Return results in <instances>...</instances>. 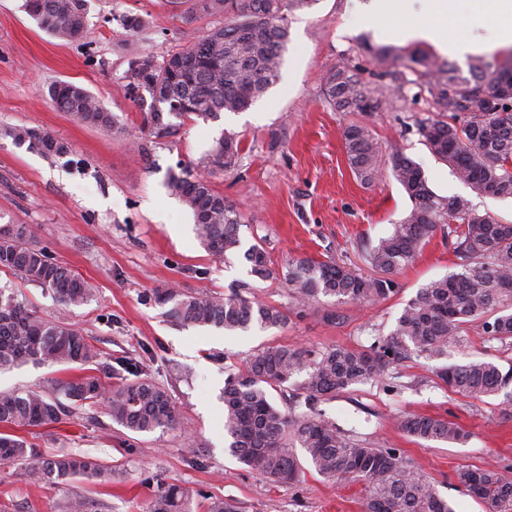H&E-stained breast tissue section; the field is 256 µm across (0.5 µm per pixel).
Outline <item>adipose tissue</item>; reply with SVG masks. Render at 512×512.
Masks as SVG:
<instances>
[{"label": "adipose tissue", "instance_id": "ef3b65f1", "mask_svg": "<svg viewBox=\"0 0 512 512\" xmlns=\"http://www.w3.org/2000/svg\"><path fill=\"white\" fill-rule=\"evenodd\" d=\"M465 8L485 15L493 24L483 40L484 48L512 45V0H423L421 11L414 14L406 0H372L365 22L376 29L392 24L401 42L433 41L440 50L450 49L461 57L471 45L466 38L453 35L449 23Z\"/></svg>", "mask_w": 512, "mask_h": 512}]
</instances>
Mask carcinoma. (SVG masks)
Wrapping results in <instances>:
<instances>
[{
    "mask_svg": "<svg viewBox=\"0 0 512 512\" xmlns=\"http://www.w3.org/2000/svg\"><path fill=\"white\" fill-rule=\"evenodd\" d=\"M84 0H25L27 13L51 36L72 40L84 33L77 20ZM319 0H193L184 12L187 25L200 17L224 15V25L190 37L171 53L184 67L171 69L140 53L139 73H126V91L142 88L152 98L144 125L166 134L173 120L218 121L222 113L248 110L280 77L289 41L287 12L310 8ZM377 77L388 76L401 86L415 87L430 96L437 115L419 120L418 132L430 153L450 167L455 177L481 197L512 198V99L498 88L512 83V57H475L467 72L457 65L421 54L407 56L390 47L365 48ZM403 70L397 71L395 67ZM325 100L341 112H375L391 101L385 86L362 80L343 62L323 76ZM58 108L80 123L113 129L117 118L83 87L59 82L49 88ZM16 143H29L47 155L68 147L45 132L18 127L6 130ZM349 168L364 183L381 173L379 146L372 130L353 123L343 132ZM241 139L226 132L206 158L203 172L187 168L169 172L171 194L190 209L197 238L210 254L228 257L241 247L240 227L245 218L237 207L216 192L210 176L231 171L243 152ZM391 171L412 202V209L392 231L367 251L368 262L385 276L364 277L335 262L302 257L280 273L272 267L261 243L243 257L251 276L283 281L288 307L256 298L250 285L240 284L231 294L184 293L166 289L153 294L167 307L166 315L186 325L215 326L227 332L279 329L290 314L322 297L338 303L374 305L399 292L390 274L412 263L426 242L442 232L462 271L424 285L410 300L386 335L368 345H328L299 349L270 344L257 349L240 366L228 369L222 396L224 436L233 457L248 469L276 482L295 479L302 462L324 476L361 482V512H454L420 468L398 448H376L349 436L324 418L318 404L357 385L377 382L410 355L439 359L448 343L474 328L501 342L512 341V224L479 213L459 195L441 196L430 187L422 167L404 153L392 155ZM24 226L0 230V271L58 296L66 307L88 301L92 289L69 267L51 260L32 242ZM32 362L43 365L101 364L100 353L74 325L60 317H44L0 288V369ZM135 380L109 389L93 376H77L56 383V392L78 404H97L108 396L106 414L128 431H163L176 424L168 392L142 373ZM436 377L453 392L479 399L512 387L508 366L473 360L443 365ZM291 387L288 408L281 410L271 392ZM68 410L59 398L41 391L0 393V465L18 466L35 483L64 484L76 477L100 479L112 474L88 455L58 453L36 459L37 450L14 434L17 428L47 426ZM396 424L410 437L433 442L464 444L465 429L452 420L420 414H402ZM457 481L486 512H512V476L492 468L462 469ZM147 512H193L192 494L168 484L154 495Z\"/></svg>",
    "mask_w": 512,
    "mask_h": 512,
    "instance_id": "cac0c4a2",
    "label": "carcinoma"
}]
</instances>
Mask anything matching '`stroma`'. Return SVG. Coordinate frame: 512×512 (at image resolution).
<instances>
[{
  "label": "stroma",
  "mask_w": 512,
  "mask_h": 512,
  "mask_svg": "<svg viewBox=\"0 0 512 512\" xmlns=\"http://www.w3.org/2000/svg\"><path fill=\"white\" fill-rule=\"evenodd\" d=\"M369 0H319L288 15L290 42L279 82L247 111L216 122L185 121L166 135L143 123L147 103L126 94L122 76L131 53L163 59L192 33L222 25L223 15L183 23L176 0H85L86 28L74 40L49 36L24 8V0H0V228L23 224L54 262L72 269L93 290L91 299L63 309L49 291L0 272V286L44 316L64 315L101 353L104 363L84 373L107 387L130 381L122 359L137 362L171 395L177 424L151 434L130 432L98 405L75 407L48 426L20 435L50 456L62 450L97 457L109 478L35 484L16 467L0 466V512H67L75 498L87 512H146L166 484L189 488L197 508L209 501L234 502L238 512H360L363 485L324 478L304 467L296 481L278 483L248 471L225 448L223 403L226 368L268 344L293 347L354 346L388 334L406 303L422 286L456 272L443 235H435L408 267L395 272L398 293L377 305H333L331 299L291 318L281 329L230 334L214 327L178 326L150 301L154 291L177 288L217 297L251 282L258 298L283 306L278 282L251 279L242 254L224 260L204 250L191 212L165 186L169 171L199 169L223 131L241 136L244 151L235 170L218 172L213 188L244 215L243 246L263 242L276 270L311 256L334 260L365 275L370 244L404 218L411 202L391 172L393 150L419 163L433 190L470 199L478 212L512 222V199L474 196L436 160L415 122L427 117L428 96L392 89L383 112H341L323 96V76L350 59L361 77L371 66L360 44L396 46L364 26ZM141 15L145 28L125 32L120 19ZM64 81L87 89L114 113L116 131L92 127L59 110L48 94ZM354 122L369 126L380 146L382 173L365 184L350 171L342 141ZM27 126L49 133L67 153L46 155L16 145L7 129ZM334 309L343 323L327 322ZM475 358L505 363L512 344L478 334L450 343L448 361ZM433 361L416 357L393 368L392 378L355 386L323 403L328 419L379 448L402 449L454 512H485L459 486L464 468L512 471V409L501 396L462 397L438 384ZM72 366L26 364L0 372V391L50 390L54 380L83 373ZM457 422L465 444L412 438L394 423L401 413Z\"/></svg>",
  "instance_id": "stroma-1"
}]
</instances>
